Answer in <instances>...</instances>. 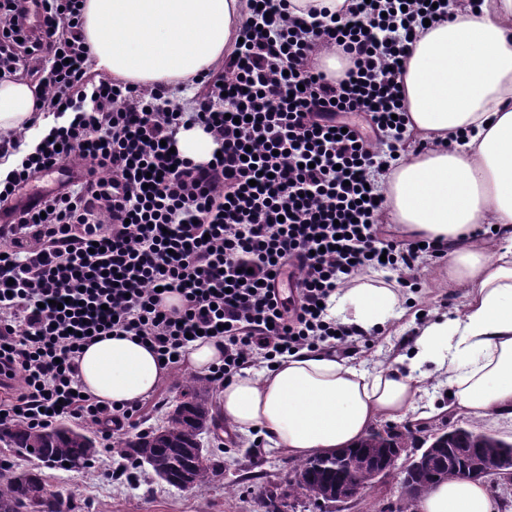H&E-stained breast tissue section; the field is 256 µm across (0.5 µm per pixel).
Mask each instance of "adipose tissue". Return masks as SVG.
Masks as SVG:
<instances>
[{
    "mask_svg": "<svg viewBox=\"0 0 512 512\" xmlns=\"http://www.w3.org/2000/svg\"><path fill=\"white\" fill-rule=\"evenodd\" d=\"M248 0H84L82 35L94 69L140 88L175 85L210 70L233 48ZM408 130L433 140L403 151L384 185L383 220L448 245L441 287L465 288L452 317L415 330L410 370L373 372L326 351L300 350L266 371L241 370L225 384L220 414L240 431L261 429L271 449L292 458L330 452L364 438L382 420L413 410L435 365L455 403L479 418L512 415V0H469L429 28L405 63ZM39 89L0 80V132H23ZM492 225L491 239L475 229ZM398 289L367 276L331 295L329 317L369 333L401 317ZM165 374L140 341L107 336L79 360L83 390L132 403ZM418 512H499L478 481L431 488Z\"/></svg>",
    "mask_w": 512,
    "mask_h": 512,
    "instance_id": "1",
    "label": "adipose tissue"
}]
</instances>
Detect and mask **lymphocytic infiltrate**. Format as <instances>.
Returning a JSON list of instances; mask_svg holds the SVG:
<instances>
[{
    "mask_svg": "<svg viewBox=\"0 0 512 512\" xmlns=\"http://www.w3.org/2000/svg\"><path fill=\"white\" fill-rule=\"evenodd\" d=\"M219 74L187 102L89 83L83 0H0V79L38 75L48 139L0 178V431L73 418L112 435L142 426L139 404L81 397L78 360L99 336H135L180 367L190 334L223 339L209 380L275 364L301 348L347 349L354 332L324 308L367 269L415 276L448 247L397 240L380 221L379 179L406 144L402 62L447 0H354L346 16L291 15L288 0H251ZM345 66L321 70L320 47ZM211 134L218 154L177 153L181 127ZM150 175H143V166ZM70 168L33 203L18 191ZM289 289H282V280ZM181 304L166 307L167 296Z\"/></svg>",
    "mask_w": 512,
    "mask_h": 512,
    "instance_id": "f902f5d3",
    "label": "lymphocytic infiltrate"
}]
</instances>
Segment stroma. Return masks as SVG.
Masks as SVG:
<instances>
[{
	"label": "stroma",
	"mask_w": 512,
	"mask_h": 512,
	"mask_svg": "<svg viewBox=\"0 0 512 512\" xmlns=\"http://www.w3.org/2000/svg\"><path fill=\"white\" fill-rule=\"evenodd\" d=\"M442 273V262L425 265L417 285L404 291L403 316L358 338L348 349V356L369 371L393 363L409 368L413 326L434 315L451 312L463 301L462 292L451 294L441 288ZM425 372V390L417 408L398 422L400 429L411 433L408 451L420 448L431 431L473 422L512 441V417L474 420L466 410L452 404L444 375L431 365L426 366ZM193 375L187 365L167 372L147 398L148 405L142 413L147 428L166 422L169 412L182 400L184 386ZM203 443L215 449L220 468L210 483L184 489L160 480L145 466L127 467L121 482L111 485L102 482L93 468H50L37 460L16 456L3 443H0V459H12L15 469L41 473L46 491L70 503L72 512H265L267 494L277 495L282 502L287 500L295 462L269 449L267 441L221 421L216 429L204 435Z\"/></svg>",
	"instance_id": "1"
}]
</instances>
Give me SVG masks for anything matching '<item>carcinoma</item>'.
I'll use <instances>...</instances> for the list:
<instances>
[{"mask_svg": "<svg viewBox=\"0 0 512 512\" xmlns=\"http://www.w3.org/2000/svg\"><path fill=\"white\" fill-rule=\"evenodd\" d=\"M213 421L212 405L204 390L190 382L184 401L169 413L163 426L119 440L116 451L124 458L140 460L169 484L200 486L216 473L214 465L207 462L200 441ZM5 441L16 454L59 468L67 465L72 469L99 453L93 436L65 423L39 429L16 426L6 433ZM403 447L404 433L373 432L343 455L317 453L295 465L289 496L304 504L345 499L350 496L354 480L369 479L370 466L385 459L391 449ZM503 457L512 458V442L492 433L464 426L433 433L430 453L414 480L400 481L398 512H416L417 486L452 480L461 473H488ZM0 512H70V505L46 492L40 473L22 470L0 480Z\"/></svg>", "mask_w": 512, "mask_h": 512, "instance_id": "1", "label": "carcinoma"}]
</instances>
